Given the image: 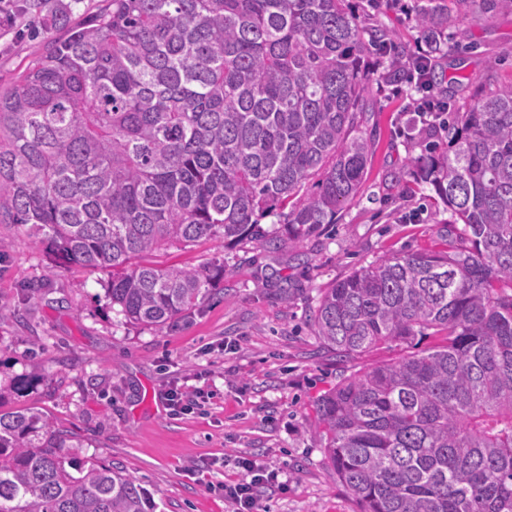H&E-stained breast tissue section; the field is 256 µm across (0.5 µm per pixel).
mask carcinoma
<instances>
[{"label": "carcinoma", "instance_id": "cac0c4a2", "mask_svg": "<svg viewBox=\"0 0 512 512\" xmlns=\"http://www.w3.org/2000/svg\"><path fill=\"white\" fill-rule=\"evenodd\" d=\"M348 2L102 0L74 21L64 0H25L44 46L0 88V224L32 225L63 265L109 271L110 303L161 332L224 265L139 259L204 240L292 246L336 223L373 148L364 54L388 57L390 83L408 57ZM451 2L419 6V33L512 10ZM410 130L435 138L410 162L450 213L446 249L354 269L313 323L344 358L436 343L324 394L325 453L360 512H512V86ZM77 447L38 408H0V512H155Z\"/></svg>", "mask_w": 512, "mask_h": 512}]
</instances>
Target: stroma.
I'll use <instances>...</instances> for the list:
<instances>
[{
  "instance_id": "35a3bbf8",
  "label": "stroma",
  "mask_w": 512,
  "mask_h": 512,
  "mask_svg": "<svg viewBox=\"0 0 512 512\" xmlns=\"http://www.w3.org/2000/svg\"><path fill=\"white\" fill-rule=\"evenodd\" d=\"M352 0L358 23L380 26L408 52L420 46L412 7L425 0ZM438 72L456 111L512 85V11L448 31ZM42 49L24 20L0 34V83ZM374 141L358 196L335 223L294 246L205 241L156 252L160 266H225L216 290L173 326L127 324L106 297V272L57 266L26 228L0 224V389L5 407L34 405L77 434L80 456L118 463L157 503L156 512H231L218 485L237 479L236 458L282 471L286 490L268 512H359L339 483L318 426L317 401L344 376L398 358L381 347L336 357L312 315L324 288L392 254L444 249L450 215L413 174L407 141L412 95L368 76ZM26 388H19V381ZM198 392L196 406L172 414V384Z\"/></svg>"
}]
</instances>
